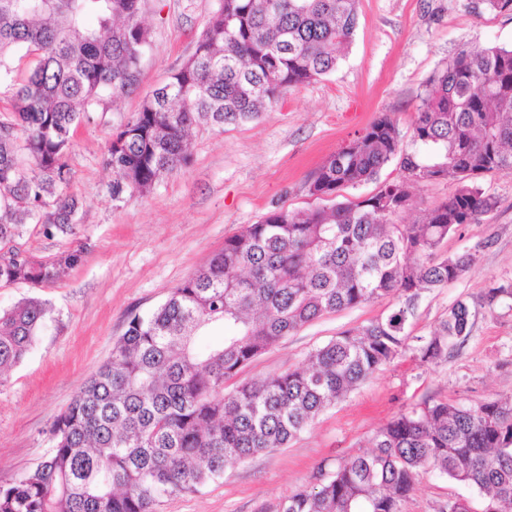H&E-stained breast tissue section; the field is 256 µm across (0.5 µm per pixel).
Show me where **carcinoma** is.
Masks as SVG:
<instances>
[{
  "mask_svg": "<svg viewBox=\"0 0 512 512\" xmlns=\"http://www.w3.org/2000/svg\"><path fill=\"white\" fill-rule=\"evenodd\" d=\"M142 0H0V81L8 55L35 57L0 118V283L50 284L82 259L38 261L15 245L29 222L48 237L73 234L74 196L46 199L70 181L74 130L104 93L139 82L149 43ZM357 0H218L195 51L144 99L107 153L112 196L147 192L187 164L201 122L219 128L256 119L292 87L336 70L357 25ZM482 13L512 0H477ZM97 19L90 27L86 18ZM407 152L383 113L309 177L321 207L275 209L224 240V248L126 329L54 419L51 449L34 469L0 486V512H155L164 497L194 493L224 465L282 448L320 414L410 352L421 366L445 361L470 336L458 300L426 336L407 331L421 291L462 278L474 250L442 252L448 236L480 224L497 205L479 182L512 175V47L462 49L427 81ZM398 160L403 176L361 200L340 191L378 178ZM452 178L456 192L410 224L419 181ZM392 297L386 316L342 332L294 369L226 383L284 337L330 312ZM487 305L512 301L493 283ZM49 310L26 298L0 310V384L39 336ZM217 329L207 349L195 337ZM475 488L486 512H512V398L476 406L426 398L379 429L373 449L339 463L281 512H403L420 472Z\"/></svg>",
  "mask_w": 512,
  "mask_h": 512,
  "instance_id": "cac0c4a2",
  "label": "carcinoma"
}]
</instances>
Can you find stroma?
<instances>
[{"mask_svg":"<svg viewBox=\"0 0 512 512\" xmlns=\"http://www.w3.org/2000/svg\"><path fill=\"white\" fill-rule=\"evenodd\" d=\"M215 4L143 0L142 19L152 38L139 84L120 97H105L77 127L66 156V192L80 201L73 234L48 237L31 223L16 240L37 259L79 247L85 254L55 283H0V309L36 297L50 310L30 352L0 384V485L42 461L52 421L110 356L130 313L162 302L244 225L277 208L319 206L308 193L309 175L379 114L394 118L404 150L414 151L415 115L433 72L460 49L512 45V13H477L475 0H358L357 30L334 73L288 89L253 121L222 129L198 124L187 144V165L147 193L113 198L106 164L113 135L191 56ZM483 184L497 200L495 210L445 245L451 254L480 245L475 265L446 287L422 292L408 325L411 335H428L465 299L473 323L467 341L436 365L403 355L321 414L288 447L228 462L222 478L199 492L164 499L157 512H279L291 493L326 478L340 461L370 451L376 432L407 405L426 397L476 405L512 395V305L489 307L481 300L490 284L512 280V175L490 174ZM457 186L449 178L415 183L412 204L398 223H411ZM395 306V299L386 298L327 314L284 338L238 378L300 366L316 347ZM451 499L466 500L471 512L484 510L474 489L428 470L418 476L403 512H439Z\"/></svg>","mask_w":512,"mask_h":512,"instance_id":"1","label":"stroma"}]
</instances>
